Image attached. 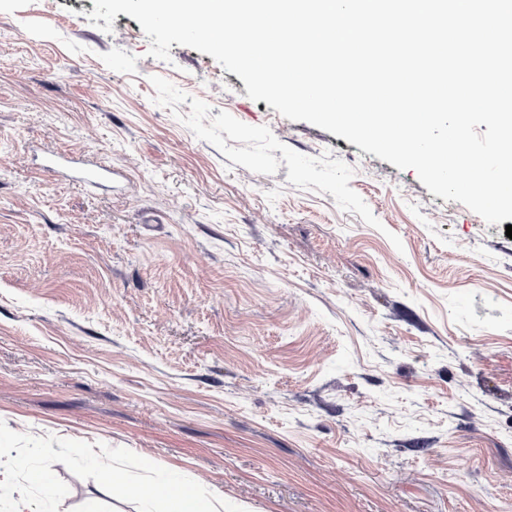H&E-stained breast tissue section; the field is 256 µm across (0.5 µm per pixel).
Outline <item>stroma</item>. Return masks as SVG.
I'll use <instances>...</instances> for the list:
<instances>
[{
  "label": "stroma",
  "instance_id": "stroma-1",
  "mask_svg": "<svg viewBox=\"0 0 512 512\" xmlns=\"http://www.w3.org/2000/svg\"><path fill=\"white\" fill-rule=\"evenodd\" d=\"M93 10L0 0V421L244 512H512L505 224Z\"/></svg>",
  "mask_w": 512,
  "mask_h": 512
}]
</instances>
